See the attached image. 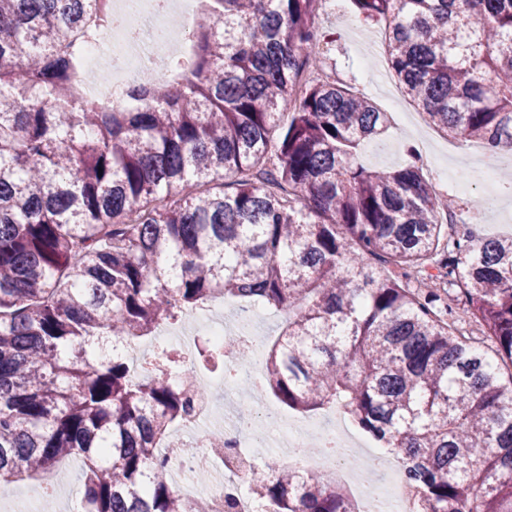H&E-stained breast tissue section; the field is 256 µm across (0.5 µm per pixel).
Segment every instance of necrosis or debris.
<instances>
[{"instance_id": "1", "label": "necrosis or debris", "mask_w": 512, "mask_h": 512, "mask_svg": "<svg viewBox=\"0 0 512 512\" xmlns=\"http://www.w3.org/2000/svg\"><path fill=\"white\" fill-rule=\"evenodd\" d=\"M112 23L101 31L83 54L82 74L86 99L94 105L123 106L128 102L126 91L139 76L150 72L168 74L189 50L190 34L197 14V0H110ZM181 14L183 25L171 27L168 18ZM160 335L173 337L185 345L197 346L199 339L211 345H223L228 332L213 305L189 312L182 323L161 327ZM190 356L170 372L171 379L188 388L194 410L181 423V437L166 441L162 450L172 471H208L215 460H222L225 478L212 482L205 489L185 482L180 491L195 506V512H224V496L232 494L238 512H269L252 495L248 470L276 456H287L289 462L303 468L338 478L352 479V490L360 512H415L416 491L410 484L406 469L395 455L380 451L381 461L389 464L396 474L394 490H386L370 480L368 462L345 470L344 462L356 454L346 429L327 431L315 427H300L287 422L264 400L254 404L257 417L240 415L224 423V441L230 452L220 455L209 447L202 425L215 408V387L232 394L244 375L227 378L213 374L201 379L187 373Z\"/></svg>"}]
</instances>
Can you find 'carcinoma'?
Instances as JSON below:
<instances>
[{
  "label": "carcinoma",
  "instance_id": "obj_1",
  "mask_svg": "<svg viewBox=\"0 0 512 512\" xmlns=\"http://www.w3.org/2000/svg\"><path fill=\"white\" fill-rule=\"evenodd\" d=\"M201 2L189 65L98 107L82 51L109 0H0V480L79 458V512H193L160 452L192 408L177 355L136 376L96 345L224 296L288 311L266 389L341 404L406 462L415 512H512V238L444 242L456 204L421 167L356 159L386 113L307 77L331 44L320 0ZM351 2L435 127L512 144V0ZM198 355L247 362L228 343ZM249 485L271 512H359L297 467L254 466Z\"/></svg>",
  "mask_w": 512,
  "mask_h": 512
}]
</instances>
